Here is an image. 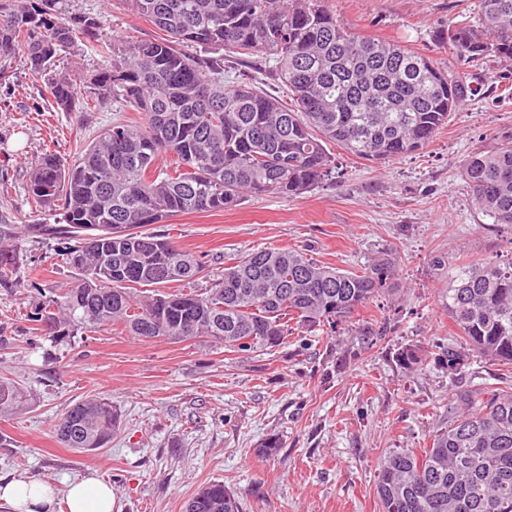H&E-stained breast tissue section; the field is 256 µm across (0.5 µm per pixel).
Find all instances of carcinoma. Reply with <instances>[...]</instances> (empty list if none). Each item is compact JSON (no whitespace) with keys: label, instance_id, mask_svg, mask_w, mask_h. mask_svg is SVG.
Here are the masks:
<instances>
[{"label":"carcinoma","instance_id":"carcinoma-1","mask_svg":"<svg viewBox=\"0 0 512 512\" xmlns=\"http://www.w3.org/2000/svg\"><path fill=\"white\" fill-rule=\"evenodd\" d=\"M166 36L131 43L99 38L98 19L66 18L68 0H0V84L17 60L45 81L56 107L87 112L119 102L142 114L118 119L75 164L45 152L28 192L43 220L27 231L58 241L77 280L61 298L34 306L28 321L50 336L121 324L130 335L171 341L209 338L240 352L287 342L296 321L307 332L336 328L388 290L393 259L363 271L323 266L302 250L261 248L224 263V277L200 294L162 291L195 280L205 265L140 228L180 214L222 212L244 195L298 197L334 168L328 147L384 162L423 149L471 92L467 74L446 73L399 43L350 33L325 0H120ZM478 26L449 22L441 40L468 62L512 66V0H479ZM107 59L90 78L92 98L74 96L57 69L78 44ZM257 56L288 88L292 106L252 83L224 80L227 58ZM172 159L162 168L159 161ZM477 208L512 224V135L460 165ZM20 256L0 236V285L20 284ZM153 287L150 295L140 288ZM448 316L467 348L438 345L433 359L455 381L475 357L512 367V260L470 262L450 279ZM426 360L398 349L405 370ZM26 401L0 376V414ZM448 428L418 454L396 449L378 465L381 512H512V387L458 385ZM117 411L106 398L75 403L54 424L78 452L112 441ZM187 512H240L217 482Z\"/></svg>","mask_w":512,"mask_h":512}]
</instances>
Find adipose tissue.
Masks as SVG:
<instances>
[{
    "instance_id": "obj_1",
    "label": "adipose tissue",
    "mask_w": 512,
    "mask_h": 512,
    "mask_svg": "<svg viewBox=\"0 0 512 512\" xmlns=\"http://www.w3.org/2000/svg\"><path fill=\"white\" fill-rule=\"evenodd\" d=\"M0 501L12 512H55L64 503L67 512H113L112 488L96 475H88L57 492L50 484L36 479H14L0 484Z\"/></svg>"
}]
</instances>
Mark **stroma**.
Segmentation results:
<instances>
[{"instance_id": "1", "label": "stroma", "mask_w": 512, "mask_h": 512, "mask_svg": "<svg viewBox=\"0 0 512 512\" xmlns=\"http://www.w3.org/2000/svg\"><path fill=\"white\" fill-rule=\"evenodd\" d=\"M354 34L392 41L442 70L469 71L473 95L424 149L374 164L334 149L336 169L297 198L245 197L220 213L183 214L147 232L165 236L206 264L199 291L224 274V258L261 247L304 248L320 264L358 271L395 262V291L359 308L335 334L291 335L286 345L241 353L208 338L143 341L118 327L59 340L26 315L39 298H58L75 270L56 241L24 232L42 219L28 195L41 153L75 162L115 117L111 108L62 112L43 79L17 68L0 86V225L21 256V287H0V376L28 392L0 417V477L64 488L88 472L112 486L118 512H185L202 486L219 482L242 512H380L378 463L396 448L422 450L451 420L454 382L433 364L405 370L395 350L459 343L444 309L449 276L473 261L512 258V225L473 204L459 176L471 152L512 134V71L469 66L436 34L449 19L479 23L478 0H326ZM73 16L100 20L106 40L159 37L117 0H69ZM96 394L117 408L107 448L77 452L54 433L56 420ZM279 435L276 455L256 448Z\"/></svg>"}]
</instances>
